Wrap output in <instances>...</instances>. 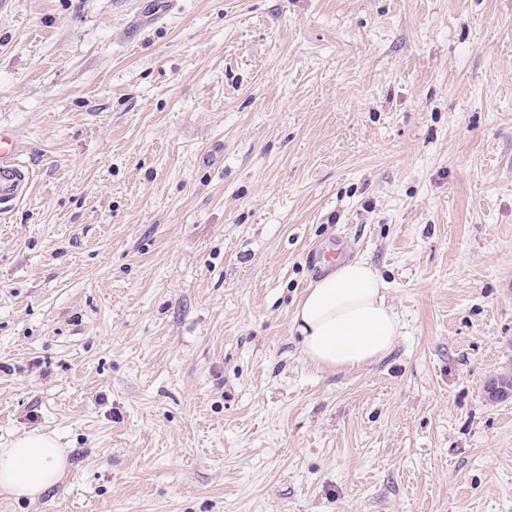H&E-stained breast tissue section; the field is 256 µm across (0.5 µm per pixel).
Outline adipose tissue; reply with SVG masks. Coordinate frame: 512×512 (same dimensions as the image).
<instances>
[{
  "instance_id": "obj_1",
  "label": "adipose tissue",
  "mask_w": 512,
  "mask_h": 512,
  "mask_svg": "<svg viewBox=\"0 0 512 512\" xmlns=\"http://www.w3.org/2000/svg\"><path fill=\"white\" fill-rule=\"evenodd\" d=\"M386 291L364 260L344 262L312 282L294 314L304 356L330 370L359 368L385 356L401 331ZM64 466V450L54 437L25 434L0 448V491L36 498L58 481Z\"/></svg>"
}]
</instances>
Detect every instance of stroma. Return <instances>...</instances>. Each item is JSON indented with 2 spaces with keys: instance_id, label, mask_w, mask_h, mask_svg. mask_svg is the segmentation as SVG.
Instances as JSON below:
<instances>
[{
  "instance_id": "35a3bbf8",
  "label": "stroma",
  "mask_w": 512,
  "mask_h": 512,
  "mask_svg": "<svg viewBox=\"0 0 512 512\" xmlns=\"http://www.w3.org/2000/svg\"><path fill=\"white\" fill-rule=\"evenodd\" d=\"M0 512H512V0H0ZM401 335L315 367L325 254ZM18 136L0 126V212L20 200L30 185V170L20 160ZM64 449L47 434L33 431L0 448V489L15 499L36 498L59 479Z\"/></svg>"
}]
</instances>
